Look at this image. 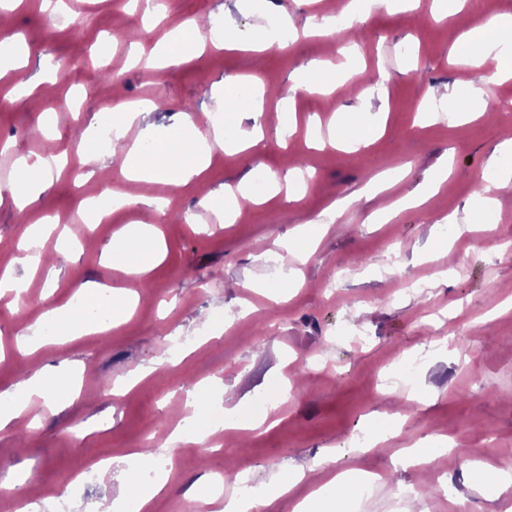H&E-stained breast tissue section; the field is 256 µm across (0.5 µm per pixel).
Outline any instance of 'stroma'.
<instances>
[{
	"label": "stroma",
	"mask_w": 512,
	"mask_h": 512,
	"mask_svg": "<svg viewBox=\"0 0 512 512\" xmlns=\"http://www.w3.org/2000/svg\"><path fill=\"white\" fill-rule=\"evenodd\" d=\"M81 3L76 10L62 0L58 11L44 12L40 0H25L9 21L32 50L25 77H36L46 63L57 71L40 105L26 98L0 102V184L16 178L13 163L22 154L77 160L90 118L108 113L119 97L157 104L127 130L132 142L144 126L170 124L186 109L197 124L211 126L222 114L216 93L225 78L256 76L272 94L260 120L249 106L234 113V138L261 126L256 148L230 154L214 147L199 182L152 187V195L168 201L158 221L165 256L143 278L105 258L121 228L151 218L148 206L114 209L108 224L83 223V196L98 194L100 184L66 169L25 211L10 194L0 195V274L33 290L22 304L0 298V396L10 397L34 370L55 373L64 362L80 377L77 395L0 425V500L14 501L21 492L40 499L44 512L61 502L68 512H114L129 482L148 484L145 469L126 462L131 450L148 448L168 466L167 490L150 512H191L215 471L232 477L247 471L251 489L276 484L296 466L308 468L307 477L261 512H291L328 472L347 469L382 478L354 512H393L403 487L417 493L402 512H457L462 502L468 512H512V490L501 496L482 481L484 473L512 467V188L496 190L489 223L474 199L484 178L498 177L500 166L512 162L499 153L512 132V80L491 86L490 97L509 105L490 117L458 123L439 100L447 90L464 94L487 74L484 66L459 68L455 42L491 15L512 16V0H466L443 21L432 18V0L415 9L384 7L331 39L306 30L315 9L301 0L252 10L239 0H165V17L149 22L133 0ZM283 11L294 20V35L279 31ZM187 18L229 27V45L155 71L128 63L112 69L113 55H127L135 44L152 49ZM128 32L133 40H125ZM315 61L360 65L383 73L384 82L364 99L349 87L331 97L296 87L295 74ZM357 109L380 114L378 137L358 142L349 119ZM43 112L53 114L58 138L32 137ZM447 160L452 173L440 193L389 222H371ZM305 168L314 171L305 189L293 185L256 204L242 201V221L202 218L204 197H221L225 187L259 171L282 179ZM393 170L402 176L389 189L364 194L368 181ZM349 195L356 198L352 206L318 224L320 214ZM49 216L55 223L42 250L54 255V266L33 272L19 262L17 245L27 225ZM311 225L320 244L303 262L283 243ZM81 283L136 292L132 318L104 334L50 340L20 355L19 328L66 303ZM229 310L237 319L222 324ZM217 328L222 337L215 340ZM162 354L167 362L157 378L115 394L121 381ZM411 355L420 358L414 386L388 383L399 360ZM214 377L224 393L203 398L204 415L235 406L249 420L270 399L277 425L224 432L216 453L170 445L191 392ZM276 382L281 392L274 396ZM397 413L406 417L402 428L358 453V438ZM425 436L452 438L450 454L424 470L405 465L404 449ZM94 454L114 460L108 489L86 494L68 486L67 474ZM324 455L332 458L329 470H313Z\"/></svg>",
	"instance_id": "1"
}]
</instances>
